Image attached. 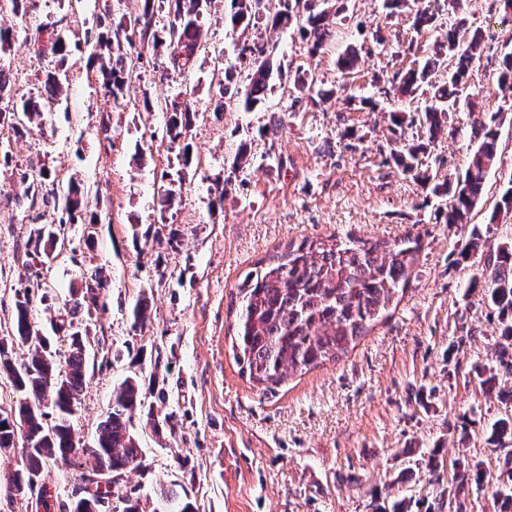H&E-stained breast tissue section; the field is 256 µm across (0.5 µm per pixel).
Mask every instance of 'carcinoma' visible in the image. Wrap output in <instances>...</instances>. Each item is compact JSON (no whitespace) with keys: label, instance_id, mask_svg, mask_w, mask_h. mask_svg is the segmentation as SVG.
Wrapping results in <instances>:
<instances>
[{"label":"carcinoma","instance_id":"cac0c4a2","mask_svg":"<svg viewBox=\"0 0 512 512\" xmlns=\"http://www.w3.org/2000/svg\"><path fill=\"white\" fill-rule=\"evenodd\" d=\"M135 13L123 14L101 22L104 31L98 34L100 52L91 55L102 76L104 96L113 105L125 107L124 89L133 73V66L124 45L155 51L164 47L169 52V63L175 71H190L203 47V34L213 0H138ZM231 0V13L224 16V25L232 32L245 33L252 18L265 13L273 28L295 26L299 38L306 43L307 53L315 57L327 50L337 37L336 27L344 19L345 0ZM385 8L396 13L404 9L413 14V27L418 31L436 32L434 42L421 48L414 42L405 45L409 54L424 53L422 68L393 71L385 83L395 91L414 99L427 95L426 105L418 113L395 110L390 112L392 124L399 128L420 125L426 140L399 139L390 150L397 169L404 173L414 170L418 155L427 151L448 127V115L456 111L460 91L469 81L472 63L484 52V38L480 29H471L465 19L457 18L443 24L438 14L422 5L420 0H384ZM37 38L48 34L44 50L58 59L64 67L78 44L71 43L58 29L47 31V26H36ZM266 48L258 42L242 41L236 56L224 66L225 84L233 83L237 69L251 70L250 89L242 97L225 99L230 108L250 110L265 97L270 88L272 68L265 59ZM358 61L357 51L345 50L336 60L341 73L353 70ZM444 66L448 76L443 84L424 89L428 72ZM497 85L503 98L512 96V51L498 57ZM295 90L298 103L304 99L315 105L331 100L335 91L313 89L299 81ZM61 79L50 73L44 82L39 99L22 102L19 111H10L11 117L20 112L28 119L41 118L55 111L62 103ZM165 136L171 141L187 138L192 119L197 116L187 95L173 96L167 110ZM501 113L494 112L473 126L469 140L472 149L464 174L446 187L434 191L450 198L445 221L448 224H468L471 214L483 201L486 180L496 166L499 156V127ZM51 172L44 167L36 173L20 174L26 185L25 196L30 206L42 203L61 212L57 226L77 221L82 212H89L87 194L76 182H69L64 194L50 190L43 192ZM512 217V178L500 192L490 215L489 223ZM484 233L473 225L469 238L458 249L457 262H465L484 247ZM59 242L58 233L40 227L35 232L36 259L50 258ZM421 251L419 236L408 235L401 240L348 239L333 235L327 238L305 237L290 242L280 253L247 272L232 294L230 307L236 308L235 333L232 350L240 371L256 384H280L286 373L308 371L324 362H333L346 354L361 337L367 335L382 317L394 298L409 288L410 280ZM495 266L492 283L487 289L490 305L497 311L501 342L494 352L496 362L512 375V238H505L489 253ZM106 277L97 272L85 284L82 301L86 307L97 305L100 291L106 288ZM16 316L13 336L0 340V368L11 376L15 387L32 395L33 401L22 404L17 412L0 414V449L13 448L17 440L26 444L23 468L14 470L0 491L24 495L31 490L34 479L40 477L44 465L68 463L76 453L71 416L86 384V359L81 334L73 330L74 322L60 318L55 331L70 339L69 354L64 363L56 362L45 338L32 328L28 314L32 293L25 287L16 292ZM150 298L143 292L132 310L133 328L143 327L149 320ZM18 341L28 345V357L15 366L3 359L8 345ZM146 391L137 376L126 377L112 400V412L97 427L92 455L93 465L85 483H95L97 472L112 470L121 476L129 470L142 467V455L133 419L144 407ZM512 439V415L496 421L492 438L504 456L503 477L493 495L494 512H512V449L502 439ZM461 483L474 481L482 484L486 472L480 464H468L459 475ZM112 493L123 504L122 512H147V504L138 496L120 489Z\"/></svg>","mask_w":512,"mask_h":512}]
</instances>
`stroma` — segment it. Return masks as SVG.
Returning <instances> with one entry per match:
<instances>
[{
  "label": "stroma",
  "mask_w": 512,
  "mask_h": 512,
  "mask_svg": "<svg viewBox=\"0 0 512 512\" xmlns=\"http://www.w3.org/2000/svg\"><path fill=\"white\" fill-rule=\"evenodd\" d=\"M133 0H25L14 12L0 0V27L14 35L6 57L11 81L0 95L10 110L43 91L52 57L27 39L36 25L60 23L84 56L67 72L66 111L29 124L24 134L0 126V336L12 328L15 291L34 281V330L49 337L56 361L69 352L53 324L73 306L76 291L100 271L108 286L92 313L73 322L85 334L86 386L72 422L77 445L91 443L112 409L113 392L137 375L153 416L138 414L142 470L123 486L154 502L159 512L191 503L195 512H391L406 498L412 512L431 504L455 481L460 457L482 462L483 487L465 485L470 512H494V480L504 454L491 429L512 414V401L483 394L477 377L492 366L499 340L497 314L488 305L491 273L481 256L454 261L472 225H485L503 183L512 178V108L494 78L497 54L512 49V25H491L487 0H436L443 17L465 16L490 28L480 61L471 67L462 106L451 113L456 137L432 145L416 176L385 165L394 144L390 111L407 100L378 94L374 75L408 68L412 58L392 55L397 42H433L415 31L410 13L387 15L383 0H349L332 53L308 60L298 34L271 29L257 18L249 33L268 45L275 74L252 110H222L224 72L218 54L234 58L237 34L224 26L230 0H218L207 24L206 52L193 71L163 81L167 52L144 53L125 91L128 109L106 102L85 57L95 52L98 23L132 11ZM382 32L388 47L372 41ZM365 47L354 74L343 78L336 56ZM306 66L317 87H343L345 96L322 106L293 104V73ZM188 88L198 109L187 143L170 142L164 115L141 112ZM376 98V111L345 104L347 96ZM503 112L501 158L490 173L487 196L471 224L445 222L448 197L434 185L456 180L466 168L472 125ZM284 125L269 132L270 117ZM251 163L233 169L241 141ZM190 166L182 164L184 145ZM48 167L59 188L79 183L96 200V226L66 225L53 259H33L34 230L43 208L29 207L19 171ZM170 177L182 196L165 208L158 188ZM176 242H169V232ZM420 236L422 250L409 288L396 309L378 321L346 355L306 373H291L274 387L242 376L228 333L230 294L256 262L303 237L394 240ZM480 287H471L472 278ZM151 298V319L132 328L129 311L141 293ZM84 455L66 465L47 464L39 480L52 506L74 500ZM414 478L401 481L405 468ZM173 492L175 501L165 500Z\"/></svg>",
  "instance_id": "stroma-1"
}]
</instances>
